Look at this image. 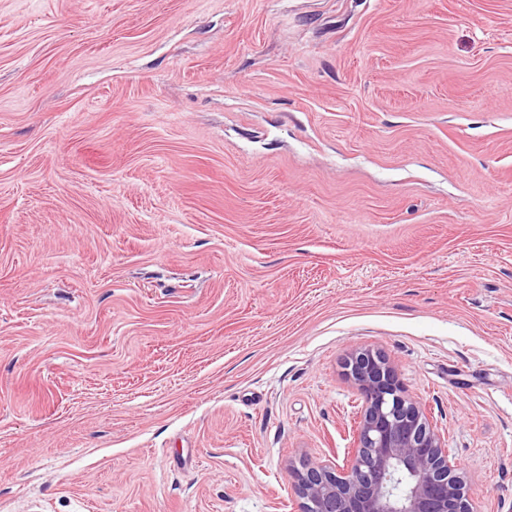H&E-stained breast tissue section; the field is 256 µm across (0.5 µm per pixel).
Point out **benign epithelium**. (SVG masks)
I'll return each mask as SVG.
<instances>
[{"mask_svg":"<svg viewBox=\"0 0 512 512\" xmlns=\"http://www.w3.org/2000/svg\"><path fill=\"white\" fill-rule=\"evenodd\" d=\"M362 398L350 459L291 467L300 512H473L445 439L389 359L364 349L344 363Z\"/></svg>","mask_w":512,"mask_h":512,"instance_id":"7a95c632","label":"benign epithelium"}]
</instances>
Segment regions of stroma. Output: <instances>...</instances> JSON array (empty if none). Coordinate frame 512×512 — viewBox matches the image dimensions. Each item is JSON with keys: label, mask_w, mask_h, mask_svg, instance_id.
Listing matches in <instances>:
<instances>
[{"label": "stroma", "mask_w": 512, "mask_h": 512, "mask_svg": "<svg viewBox=\"0 0 512 512\" xmlns=\"http://www.w3.org/2000/svg\"><path fill=\"white\" fill-rule=\"evenodd\" d=\"M363 349L512 512V0H0V512H299Z\"/></svg>", "instance_id": "1"}]
</instances>
